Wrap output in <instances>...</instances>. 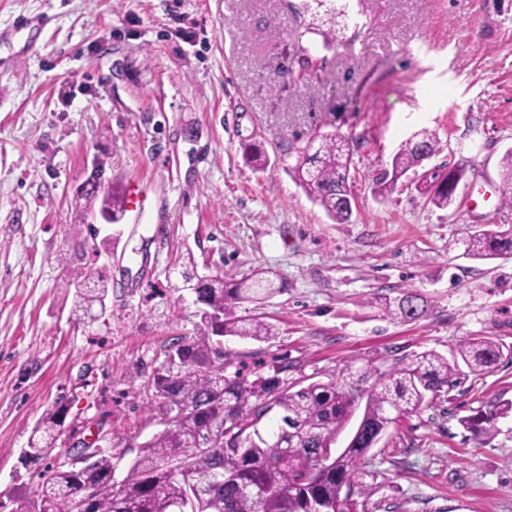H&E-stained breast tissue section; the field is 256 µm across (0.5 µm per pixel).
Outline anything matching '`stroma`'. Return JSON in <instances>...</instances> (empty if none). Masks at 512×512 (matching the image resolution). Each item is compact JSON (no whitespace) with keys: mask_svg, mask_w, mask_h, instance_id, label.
Returning <instances> with one entry per match:
<instances>
[{"mask_svg":"<svg viewBox=\"0 0 512 512\" xmlns=\"http://www.w3.org/2000/svg\"><path fill=\"white\" fill-rule=\"evenodd\" d=\"M301 0H0V33L46 15L36 50L0 42V502L44 467L27 462L43 417L63 408L53 457L96 425L116 474L158 430L151 381L173 338L193 337L199 305L174 292L171 262L199 272L264 269L284 291L237 305L276 336L226 348L281 366L292 385L387 368L471 337L512 346V257L475 260L463 241L498 213L512 148V0H372L360 23L296 13ZM335 28L307 42L308 23ZM323 65L299 76L302 48ZM437 133L434 165L465 169L453 208L414 188L388 203L376 170L416 133ZM348 140L353 215L339 224L294 181L295 147L314 132ZM275 162L259 174L243 143ZM137 206L117 224L75 205L92 168ZM109 283L96 322L75 315V274ZM413 291L421 320L378 317L367 299ZM512 402V364L462 369L459 384L401 419L356 481L365 512H512V416L482 440L460 424Z\"/></svg>","mask_w":512,"mask_h":512,"instance_id":"stroma-1","label":"stroma"}]
</instances>
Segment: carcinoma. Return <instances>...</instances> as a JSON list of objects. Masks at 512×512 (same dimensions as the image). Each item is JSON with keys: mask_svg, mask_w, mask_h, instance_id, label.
Returning <instances> with one entry per match:
<instances>
[{"mask_svg": "<svg viewBox=\"0 0 512 512\" xmlns=\"http://www.w3.org/2000/svg\"><path fill=\"white\" fill-rule=\"evenodd\" d=\"M436 133L416 134L392 157L391 163L372 179L371 191L381 202L396 190L409 172L438 152ZM243 159L257 172H266L270 161L264 146L242 144ZM298 162L290 169L301 187L313 195L336 222L350 221L353 208L349 184V152L346 140L336 133L316 134L297 148ZM464 170L460 167L429 169L421 175L418 191L440 208L450 207ZM92 174L77 192L86 211L123 218L125 194L117 189L101 191ZM500 208L512 211V148L501 165ZM465 253L475 259L512 256V224L495 231H478L465 240ZM193 256L174 261L181 291L195 281L204 304L199 331L192 338L176 337L171 358L177 365L163 367L153 377L155 413L159 418L175 412L174 422L138 446L136 457L120 481L113 479L114 454L110 448L93 451L87 467L50 462L47 478L28 488L27 512H173L174 505L189 501L190 512H361L354 478L365 454L397 420L429 405L439 393L457 384L458 362L474 373L490 371L501 361L512 363V347L492 338L475 337L461 342L453 360L426 350L398 360L387 369H367L373 379L362 389L338 379L312 382L298 390L274 375L258 369L245 374L246 356L224 349L219 338L231 336L265 342L276 335L272 324L260 319L243 320L233 307L262 300L283 291L268 272L257 271L235 279L200 275ZM107 286L98 280L78 291L76 308L83 317L94 306L105 310ZM367 306L390 320L412 322L426 316L427 301L416 293L391 298L377 295ZM215 314L219 321H210ZM366 399L363 416L346 448L336 452L337 436L351 418L360 399ZM274 410L278 417L259 429V420ZM512 415V403L493 404L486 411L462 419L477 436L490 438L495 421ZM55 411L40 430L44 441L31 442V458L38 462L55 447L51 431L59 426ZM194 476L219 472L216 484L195 491Z\"/></svg>", "mask_w": 512, "mask_h": 512, "instance_id": "1", "label": "carcinoma"}]
</instances>
